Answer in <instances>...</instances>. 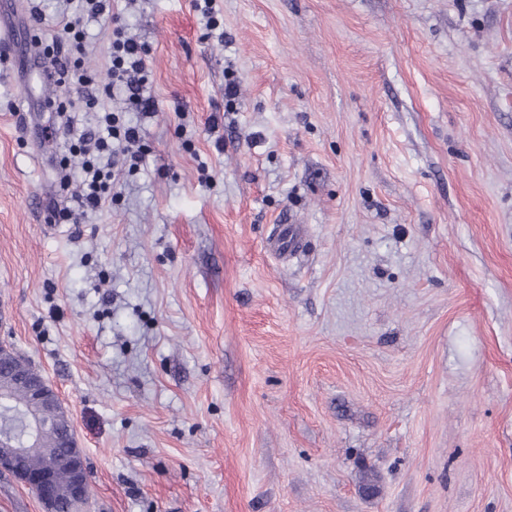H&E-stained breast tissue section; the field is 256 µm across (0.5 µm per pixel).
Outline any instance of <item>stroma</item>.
I'll return each mask as SVG.
<instances>
[{
    "instance_id": "stroma-1",
    "label": "stroma",
    "mask_w": 512,
    "mask_h": 512,
    "mask_svg": "<svg viewBox=\"0 0 512 512\" xmlns=\"http://www.w3.org/2000/svg\"><path fill=\"white\" fill-rule=\"evenodd\" d=\"M218 5L220 39L120 0L156 106L72 223L0 0V339L71 414L82 512H512V0ZM112 28L85 24L101 85ZM305 246L299 225H279V233L275 241V250L284 257L300 253Z\"/></svg>"
}]
</instances>
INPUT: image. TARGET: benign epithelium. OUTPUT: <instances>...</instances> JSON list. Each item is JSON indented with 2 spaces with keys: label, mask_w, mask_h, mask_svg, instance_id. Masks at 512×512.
Here are the masks:
<instances>
[{
  "label": "benign epithelium",
  "mask_w": 512,
  "mask_h": 512,
  "mask_svg": "<svg viewBox=\"0 0 512 512\" xmlns=\"http://www.w3.org/2000/svg\"><path fill=\"white\" fill-rule=\"evenodd\" d=\"M0 357L13 362L11 375L14 384L26 389L31 399L38 402L44 411L58 415L59 428L67 429V447L69 453L58 461H51L39 472L26 470L22 459L34 451L41 450L40 435L49 424V420L41 415L26 418L28 436L24 439L17 437L11 430L0 428V446L10 449L6 454H0V472H7L31 490L45 508V512H55L57 493L56 470L62 464L70 474L71 489L75 498L72 512H79L84 497V489L89 478L84 451L80 448L71 420L64 407L59 392L51 385L42 373L30 371L28 361L7 344H0Z\"/></svg>",
  "instance_id": "7a95c632"
}]
</instances>
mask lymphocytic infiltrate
Wrapping results in <instances>:
<instances>
[{"instance_id":"lymphocytic-infiltrate-1","label":"lymphocytic infiltrate","mask_w":512,"mask_h":512,"mask_svg":"<svg viewBox=\"0 0 512 512\" xmlns=\"http://www.w3.org/2000/svg\"><path fill=\"white\" fill-rule=\"evenodd\" d=\"M111 12L112 0H78L76 8H63L56 22L66 38L45 45L39 57L45 77L69 91L68 97L52 102L51 108L65 120L71 155L81 159V178L75 197L85 214L111 206L112 189L124 168L137 167L143 158L137 149L139 129L121 122L112 107L114 97H124L143 111L154 106L153 100L144 95L148 82L147 50L126 35L122 27L113 29L108 47L110 83L97 87L94 77L84 67V21ZM76 99L83 102L85 111L95 113L94 127L78 129L68 119L67 112Z\"/></svg>"}]
</instances>
